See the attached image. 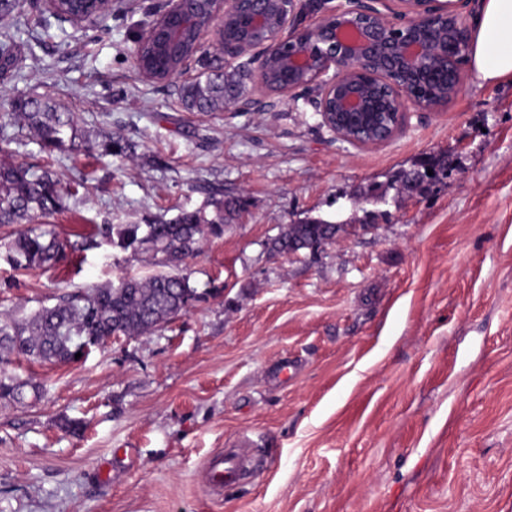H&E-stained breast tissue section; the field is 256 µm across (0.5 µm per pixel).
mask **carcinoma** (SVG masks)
I'll use <instances>...</instances> for the list:
<instances>
[{
    "instance_id": "1",
    "label": "carcinoma",
    "mask_w": 512,
    "mask_h": 512,
    "mask_svg": "<svg viewBox=\"0 0 512 512\" xmlns=\"http://www.w3.org/2000/svg\"><path fill=\"white\" fill-rule=\"evenodd\" d=\"M14 37L0 40V66L13 69ZM244 91L239 72L227 70L199 76L181 88V101L191 112H222L232 99ZM14 111L0 119H14L32 132L48 152L67 151L77 156L103 157L112 151L124 152L112 135L92 140L81 135L74 113L66 112L49 96L18 100ZM433 174H427V170ZM437 181L448 175V160L433 157L403 175L400 183L407 189L418 183ZM75 188L63 193L51 170L39 172L30 166L0 163V226L18 229L0 239L3 258L14 268L47 272L73 262L81 253L96 246V237L104 236L123 250L149 255L159 267L176 268L196 255L209 237L224 234V216L207 220L198 212H182L176 217L158 219L150 224H101L96 235L75 231L62 237L40 218L65 208V195L74 196ZM336 241V225L322 219H310L287 225L272 240L277 253L306 250L313 244ZM201 294L183 274L160 272L148 279H125L59 298L52 307H41L21 320H0V361L3 354L18 352L33 359L60 363L75 360V355L93 341L138 336L170 323L200 301ZM34 396L40 387L0 376V398L23 401L26 388Z\"/></svg>"
}]
</instances>
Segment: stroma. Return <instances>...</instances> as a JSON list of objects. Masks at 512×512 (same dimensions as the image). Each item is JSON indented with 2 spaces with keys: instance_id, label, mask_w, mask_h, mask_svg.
<instances>
[{
  "instance_id": "1",
  "label": "stroma",
  "mask_w": 512,
  "mask_h": 512,
  "mask_svg": "<svg viewBox=\"0 0 512 512\" xmlns=\"http://www.w3.org/2000/svg\"><path fill=\"white\" fill-rule=\"evenodd\" d=\"M163 7L114 0L79 28L26 0L0 113L46 94L136 149L87 168L14 124L0 161L84 182L50 218L62 233L246 207L187 260L205 296L164 328L68 364L10 355L6 375L45 392L0 399V512H512V80L467 72L444 111L360 149L321 127L313 94L262 97L244 58L250 109L184 111L179 82L133 62ZM425 156L447 178L391 189ZM308 217L335 243L271 251ZM155 272L104 241L63 271L0 259V320ZM243 438L262 465L213 491L209 458Z\"/></svg>"
}]
</instances>
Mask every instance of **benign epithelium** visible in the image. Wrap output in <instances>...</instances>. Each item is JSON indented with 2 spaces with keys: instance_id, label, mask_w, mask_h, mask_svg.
<instances>
[{
  "instance_id": "obj_1",
  "label": "benign epithelium",
  "mask_w": 512,
  "mask_h": 512,
  "mask_svg": "<svg viewBox=\"0 0 512 512\" xmlns=\"http://www.w3.org/2000/svg\"><path fill=\"white\" fill-rule=\"evenodd\" d=\"M79 2L86 7L66 15L79 28L112 14V0ZM191 2L167 0L138 37L136 52L147 48L167 56L190 32L197 36L196 50L165 78L146 70L142 78L187 81L192 67L213 50L226 59H253L258 87L267 93L265 74L278 64L288 76L302 77L279 94L317 85L320 125L358 148L391 141L411 110L440 111L460 94L470 66L472 35L460 0H395L396 10L379 9L381 0H343L304 27L296 19L305 0H197V14ZM378 100L384 111L366 118V109Z\"/></svg>"
}]
</instances>
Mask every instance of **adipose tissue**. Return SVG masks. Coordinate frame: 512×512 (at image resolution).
Wrapping results in <instances>:
<instances>
[{
	"label": "adipose tissue",
	"instance_id": "ef3b65f1",
	"mask_svg": "<svg viewBox=\"0 0 512 512\" xmlns=\"http://www.w3.org/2000/svg\"><path fill=\"white\" fill-rule=\"evenodd\" d=\"M471 55L478 79L512 78V0H484Z\"/></svg>",
	"mask_w": 512,
	"mask_h": 512
}]
</instances>
